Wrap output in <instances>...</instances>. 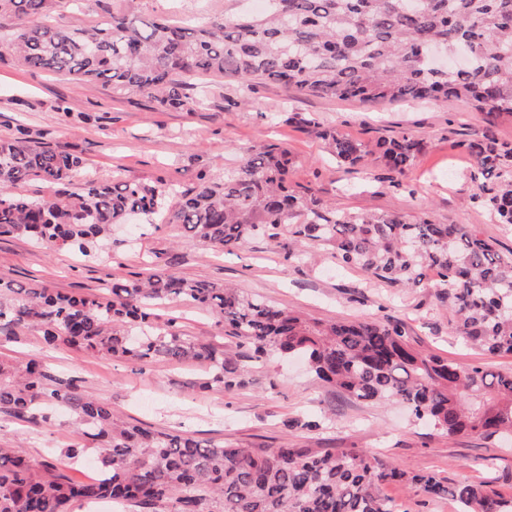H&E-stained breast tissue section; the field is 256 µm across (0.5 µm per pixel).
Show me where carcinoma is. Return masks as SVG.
<instances>
[{"label": "carcinoma", "mask_w": 512, "mask_h": 512, "mask_svg": "<svg viewBox=\"0 0 512 512\" xmlns=\"http://www.w3.org/2000/svg\"><path fill=\"white\" fill-rule=\"evenodd\" d=\"M64 2L0 0V20L12 21L9 54L24 67L100 82L114 95L139 94L161 108L207 106V96L189 93L187 78L197 76L221 85L275 82L369 104L433 99L451 108L462 101L479 112L512 114V0H267L261 13L213 17L196 27L112 12L73 28L54 22L55 6ZM302 122L349 169L377 152L388 172L403 178L423 150L407 131L372 146L315 117ZM465 149L474 162L473 200L512 226V143L484 134ZM290 164L288 150L259 143L223 178L202 171L190 189L90 179L75 193L68 186L85 159L20 127L0 139V236L74 249L99 262L112 225L133 215L159 216L220 251L241 250L259 237L274 240L286 227L293 261L306 262L304 244L328 247L339 263L381 283L432 288L453 313L458 335L490 353L512 354V254L469 225L326 204L289 187ZM30 179L54 188L53 198L16 195L14 188ZM177 303L208 310L255 359L305 358L332 391L366 404L397 402L450 437L494 444L512 438V373L423 355L397 320L324 324L222 284L162 272H135L98 294L0 279L1 328L32 327L45 345L87 355L202 364L210 370L203 390L214 383L228 391L244 386L222 349L181 333L174 319L158 323L156 310ZM59 408L78 433L63 451L67 462L91 448L111 449L101 458V477L73 480L52 462L36 466L19 446L0 447V512H71L77 502L102 499L133 512H402L383 488L409 483L432 499L454 500L458 512H512V497L486 484L412 475L356 448L249 449L145 429L118 419L73 376L35 359L23 366L0 361V413L51 426Z\"/></svg>", "instance_id": "obj_1"}]
</instances>
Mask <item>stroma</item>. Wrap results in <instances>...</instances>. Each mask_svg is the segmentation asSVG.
<instances>
[{
	"instance_id": "35a3bbf8",
	"label": "stroma",
	"mask_w": 512,
	"mask_h": 512,
	"mask_svg": "<svg viewBox=\"0 0 512 512\" xmlns=\"http://www.w3.org/2000/svg\"><path fill=\"white\" fill-rule=\"evenodd\" d=\"M115 8L195 25L217 15L251 12L255 6L252 0H83L78 7L61 5L55 18L73 27L101 20ZM206 93L210 104L205 108L161 110L146 97H116L100 83L25 68L5 54L0 56V137L26 126L43 131L48 142L82 153L89 173L100 181L119 178L183 188L196 185L202 167L210 175H223L237 161L240 147L276 143L291 154L289 180L295 189L310 190L349 212L398 213L410 219L426 212L440 224L473 226L501 252L512 251V230L470 200L476 185L469 175L473 161L464 148L487 130L512 141V114L489 115L466 103L450 108L437 101L363 105L270 82L248 89L228 81L221 87L208 85ZM288 110L300 113V121L277 120V113ZM309 116L371 143L405 129L422 139L424 149L404 185L396 187L380 161H373L367 174L338 166L315 129L304 125ZM107 245L112 261L104 265L67 249L38 247L22 236H2L0 278L94 294L151 261L159 270L229 284L323 323L399 320L418 350L465 366L512 372L511 355L467 345L432 289L374 283L367 272L342 266L322 247L312 248L304 264L285 259L284 236L275 244L254 239L235 253L218 254L172 226L149 228L141 217L114 225ZM172 317L185 333L223 348L225 357L246 371L248 384L231 391L216 384L201 391L197 385L207 377L201 367L165 358L141 365L63 345L47 347L33 328L0 339V358L16 364L39 358L55 372L79 376L82 390L122 419L201 442L221 440L240 448L285 442L319 452L357 448L416 474L456 484L481 482L502 495L512 494V447L497 448L472 436L449 437L420 425L395 403L362 404L327 391L301 361H254L207 311L178 305L162 309L159 319ZM297 417L320 418L324 424L316 431L288 428V419ZM76 438L61 417L50 427L0 418V443L23 447L38 463L59 461L63 448Z\"/></svg>"
}]
</instances>
